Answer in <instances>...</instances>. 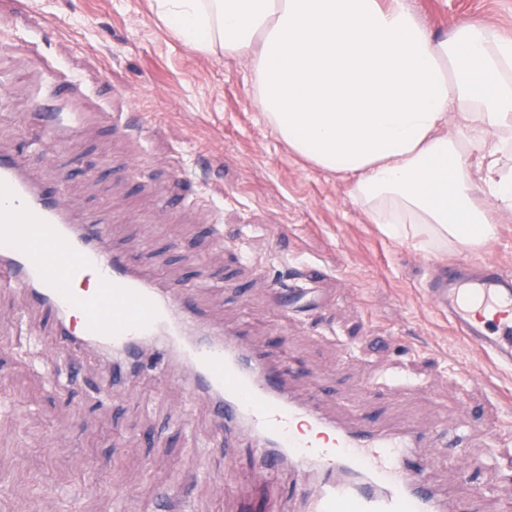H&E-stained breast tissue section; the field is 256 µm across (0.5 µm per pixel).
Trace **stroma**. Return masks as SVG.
<instances>
[{
	"mask_svg": "<svg viewBox=\"0 0 512 512\" xmlns=\"http://www.w3.org/2000/svg\"><path fill=\"white\" fill-rule=\"evenodd\" d=\"M407 2L436 34L468 20L512 40V0ZM54 94L76 124L58 133L55 160L33 119ZM0 150L63 186L76 218L110 217L109 245L159 286H182L211 327L290 362L297 398L327 391L331 419L465 432L470 479L448 458L428 474L447 512L478 487L479 512L512 507V368L469 346L424 292L460 259L490 257L512 275V212L478 248L424 252L385 236L350 179L263 122L245 64L191 50L152 0H0ZM308 268L312 302L284 307L280 289ZM58 328L0 288V512H156L164 492L188 512L248 500L299 512L296 470L270 479L241 440L216 444L210 403L171 350L147 347L116 382L111 354Z\"/></svg>",
	"mask_w": 512,
	"mask_h": 512,
	"instance_id": "stroma-1",
	"label": "stroma"
}]
</instances>
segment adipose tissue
<instances>
[{
    "mask_svg": "<svg viewBox=\"0 0 512 512\" xmlns=\"http://www.w3.org/2000/svg\"><path fill=\"white\" fill-rule=\"evenodd\" d=\"M194 50L246 64L262 118L394 239L479 246L512 212V41L464 21L436 36L407 0H154ZM464 137L450 135L451 119ZM482 150L474 181L466 150Z\"/></svg>",
    "mask_w": 512,
    "mask_h": 512,
    "instance_id": "obj_1",
    "label": "adipose tissue"
}]
</instances>
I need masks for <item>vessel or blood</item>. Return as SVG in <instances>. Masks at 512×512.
I'll return each instance as SVG.
<instances>
[{"instance_id":"obj_1","label":"vessel or blood","mask_w":512,"mask_h":512,"mask_svg":"<svg viewBox=\"0 0 512 512\" xmlns=\"http://www.w3.org/2000/svg\"><path fill=\"white\" fill-rule=\"evenodd\" d=\"M59 104L42 107L46 143L64 124ZM104 219L77 224L60 193L32 182L20 159L0 151V288H19L58 316L64 339L136 357L144 337L169 336L190 368L196 393L213 403L218 437L244 436L267 470L281 458L297 467L319 463V478L304 490L305 512H441L426 473L438 448L459 440H431L414 426L389 431L371 418L346 425L326 419L324 396L287 394L284 364L268 361L240 339L212 338L178 290L159 289L122 254L107 249ZM95 278L93 293L79 281ZM464 339L497 365L512 367V277L491 261L473 273L451 264L426 289Z\"/></svg>"}]
</instances>
